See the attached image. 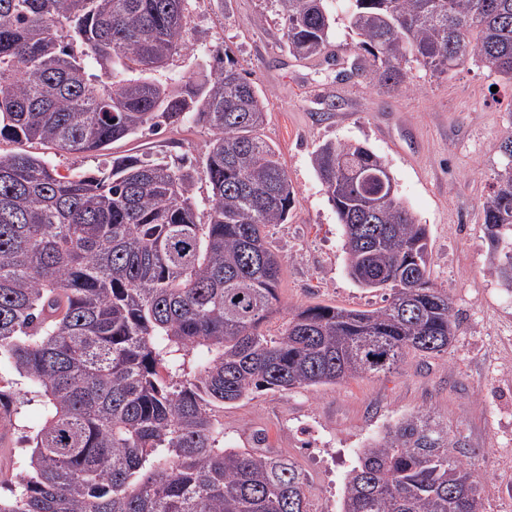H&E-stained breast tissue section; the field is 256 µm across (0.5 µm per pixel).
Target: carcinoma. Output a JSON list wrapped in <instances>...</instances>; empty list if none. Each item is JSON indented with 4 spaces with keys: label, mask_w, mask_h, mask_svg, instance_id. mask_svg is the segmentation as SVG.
I'll list each match as a JSON object with an SVG mask.
<instances>
[{
    "label": "carcinoma",
    "mask_w": 512,
    "mask_h": 512,
    "mask_svg": "<svg viewBox=\"0 0 512 512\" xmlns=\"http://www.w3.org/2000/svg\"><path fill=\"white\" fill-rule=\"evenodd\" d=\"M338 3L357 66L382 93L410 65L471 64L512 83V0H275L288 53L330 52ZM189 0H0V142L78 155L192 123L200 161L130 153L59 174L43 155L0 154V409L30 397L41 421L25 476L0 512H309L296 464L224 448V405L260 390L386 375L456 336L429 274V233L360 143L311 161L344 228L354 283L372 310L315 304L276 336L283 258L265 233L296 191L259 131L267 97L229 49L165 80L191 50ZM482 203L491 271L512 288V119ZM204 177L206 220L195 187ZM470 449L431 410L388 426L358 454L342 512H483Z\"/></svg>",
    "instance_id": "cac0c4a2"
}]
</instances>
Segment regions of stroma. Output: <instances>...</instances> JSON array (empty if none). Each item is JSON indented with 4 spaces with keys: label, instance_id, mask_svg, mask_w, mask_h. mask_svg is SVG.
<instances>
[{
    "label": "stroma",
    "instance_id": "obj_1",
    "mask_svg": "<svg viewBox=\"0 0 512 512\" xmlns=\"http://www.w3.org/2000/svg\"><path fill=\"white\" fill-rule=\"evenodd\" d=\"M188 9L194 51L176 58L173 70L191 74L198 58L229 48L268 98L260 135L279 150L297 192L287 222L266 229L284 259L269 330L297 307L384 304L383 292L359 288L347 274L343 227L310 160L328 140L364 144L384 161L406 207L428 229L430 279L447 291L458 318L447 354L413 353L385 376L265 390L225 405V447L294 461L307 478L310 512H340L358 448L403 416L429 409L473 448L484 512H512V289L490 271L481 219L512 118V83L472 65L440 76L416 65L412 89L387 95L349 75L356 52L344 25L333 32L337 62L329 65L288 54L274 0H190ZM209 141L206 130L185 125L110 150L196 161ZM40 419L38 403L28 402L18 424L0 427V473L8 480L21 472L24 437Z\"/></svg>",
    "mask_w": 512,
    "mask_h": 512
}]
</instances>
